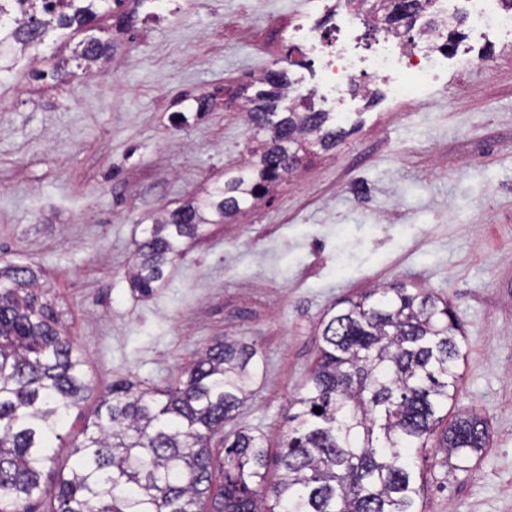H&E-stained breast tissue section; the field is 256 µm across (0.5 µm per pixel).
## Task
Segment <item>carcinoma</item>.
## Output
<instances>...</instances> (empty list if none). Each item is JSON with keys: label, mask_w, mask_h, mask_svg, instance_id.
I'll list each match as a JSON object with an SVG mask.
<instances>
[{"label": "carcinoma", "mask_w": 512, "mask_h": 512, "mask_svg": "<svg viewBox=\"0 0 512 512\" xmlns=\"http://www.w3.org/2000/svg\"><path fill=\"white\" fill-rule=\"evenodd\" d=\"M110 1L125 3L15 0L17 16L0 15V73L13 71L17 54L51 31L94 29ZM432 4L374 0L395 32ZM115 50V41L89 35L37 76H59L72 61L97 75ZM260 84L247 117L263 139L223 182L151 218L135 241L133 292L151 295L186 241L208 224L245 215L298 170L300 153L327 150L343 137L327 112L277 111L284 71H267ZM36 287L30 266L0 267V512H33L44 499L46 512H423L417 462L429 441H438L454 471L469 470L486 449L489 426L477 412H459L440 428L468 348L460 321L433 292L396 281L323 315L319 358L293 400L280 452L242 429L230 442L221 439L224 456L214 454L215 438L238 416L259 370L253 346L218 336L164 387L112 383L93 412V430L70 448L69 472L49 486L44 472L55 461V441L88 385L82 353L36 304ZM272 465L274 481L267 478Z\"/></svg>", "instance_id": "carcinoma-1"}]
</instances>
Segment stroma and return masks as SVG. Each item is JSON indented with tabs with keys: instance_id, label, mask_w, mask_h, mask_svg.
I'll return each instance as SVG.
<instances>
[{
	"instance_id": "obj_1",
	"label": "stroma",
	"mask_w": 512,
	"mask_h": 512,
	"mask_svg": "<svg viewBox=\"0 0 512 512\" xmlns=\"http://www.w3.org/2000/svg\"><path fill=\"white\" fill-rule=\"evenodd\" d=\"M314 0H154L98 76L67 83L0 73V266L39 276L35 294L81 351L90 388L66 425L81 438L113 380L160 383L214 337L255 344L261 370L225 434L278 448L334 302L394 279L433 289L464 325L460 410L491 427L469 471L436 441L418 466L425 512H512V37L441 67L415 95L367 87L330 112L346 136L314 148L260 206L204 236L149 298L126 274L156 210L176 208L254 146V77L289 66L285 43ZM214 105L195 112V97Z\"/></svg>"
}]
</instances>
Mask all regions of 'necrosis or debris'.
Segmentation results:
<instances>
[{
    "instance_id": "4bbe7bcc",
    "label": "necrosis or debris",
    "mask_w": 512,
    "mask_h": 512,
    "mask_svg": "<svg viewBox=\"0 0 512 512\" xmlns=\"http://www.w3.org/2000/svg\"><path fill=\"white\" fill-rule=\"evenodd\" d=\"M439 18L463 23L469 38L484 37L493 31L512 33V11L502 7L500 0H436ZM318 18L309 22L300 36L288 46L290 60L313 61L316 82L312 87H293L295 97L344 96L352 93L358 69L369 71L386 82L398 96L417 93L448 60L442 47L444 29L428 33L426 44L416 47L397 33L384 34L377 48L367 58H358L351 41L341 44L323 40L320 20L329 26L353 30L357 14L347 0H321Z\"/></svg>"
}]
</instances>
